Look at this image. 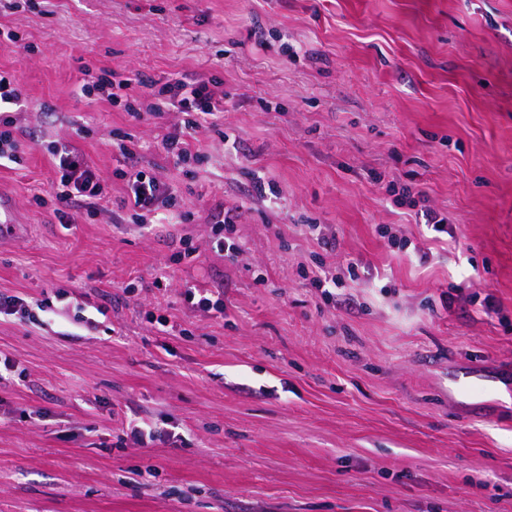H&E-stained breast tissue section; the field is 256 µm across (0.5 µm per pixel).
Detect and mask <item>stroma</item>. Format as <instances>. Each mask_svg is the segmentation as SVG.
Returning <instances> with one entry per match:
<instances>
[{
	"instance_id": "obj_1",
	"label": "stroma",
	"mask_w": 512,
	"mask_h": 512,
	"mask_svg": "<svg viewBox=\"0 0 512 512\" xmlns=\"http://www.w3.org/2000/svg\"><path fill=\"white\" fill-rule=\"evenodd\" d=\"M0 68L28 100L0 295L29 312L0 315V512H512V398L448 396L459 367H512V0H0ZM107 69L220 83L203 160L161 147L183 114L80 97ZM76 122L104 197L66 228L34 198ZM119 132L193 220L113 223ZM187 283L223 313L188 309Z\"/></svg>"
}]
</instances>
